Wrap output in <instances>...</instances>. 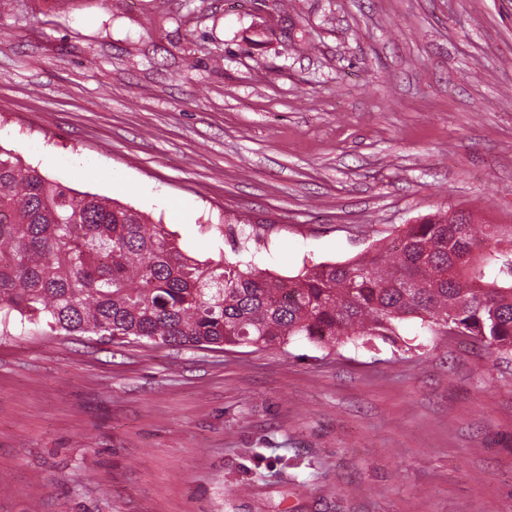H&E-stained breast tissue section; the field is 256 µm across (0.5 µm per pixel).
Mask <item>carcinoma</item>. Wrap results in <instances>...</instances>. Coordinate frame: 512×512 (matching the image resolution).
Instances as JSON below:
<instances>
[{"label":"carcinoma","instance_id":"obj_1","mask_svg":"<svg viewBox=\"0 0 512 512\" xmlns=\"http://www.w3.org/2000/svg\"><path fill=\"white\" fill-rule=\"evenodd\" d=\"M435 215L361 258L280 277L208 264L165 225L56 182L0 147V335L36 332L114 344L280 349L295 336L334 350L391 339L421 320L512 357V225Z\"/></svg>","mask_w":512,"mask_h":512}]
</instances>
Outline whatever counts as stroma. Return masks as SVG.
I'll use <instances>...</instances> for the list:
<instances>
[{
	"instance_id": "stroma-1",
	"label": "stroma",
	"mask_w": 512,
	"mask_h": 512,
	"mask_svg": "<svg viewBox=\"0 0 512 512\" xmlns=\"http://www.w3.org/2000/svg\"><path fill=\"white\" fill-rule=\"evenodd\" d=\"M0 146L288 277L429 214L512 224V0H10ZM0 336V512H512V363Z\"/></svg>"
}]
</instances>
